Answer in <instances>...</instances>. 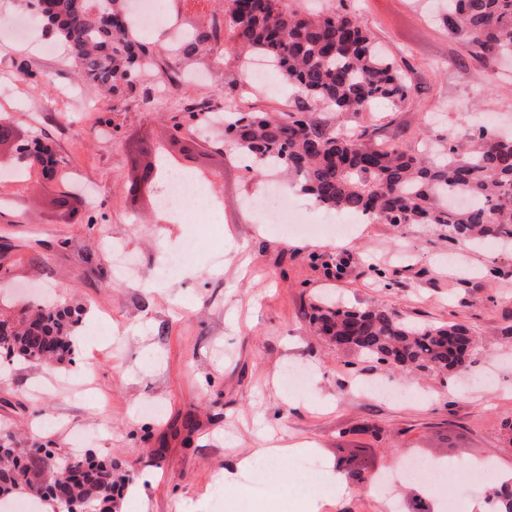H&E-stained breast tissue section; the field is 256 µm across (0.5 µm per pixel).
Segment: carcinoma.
Segmentation results:
<instances>
[{"instance_id": "carcinoma-1", "label": "carcinoma", "mask_w": 512, "mask_h": 512, "mask_svg": "<svg viewBox=\"0 0 512 512\" xmlns=\"http://www.w3.org/2000/svg\"><path fill=\"white\" fill-rule=\"evenodd\" d=\"M129 0H42L35 21L55 38L83 82L116 98L136 88L143 75L177 85L162 45L134 37ZM296 0H224L221 25H193L191 37L168 52L189 65L226 40L243 53L261 55L288 86V116L266 112L224 113V136L258 167H282L295 187L319 207L357 213L382 224H439L459 243L512 239V137L486 129L466 147L448 144L434 155H411L398 141L384 149L367 131L347 135L323 114L351 118L376 102L401 108L409 87L397 64L378 47L364 22L344 11L306 13ZM448 35L476 57L512 58V0H448ZM25 167L47 178L60 160L48 146L23 147ZM149 158L139 181L157 184L168 151L141 148ZM83 309L48 302L32 314L0 315V358L54 370L71 360ZM314 332L354 354L401 372L456 375L470 363L475 337L460 323H410L386 306L350 310L326 303L314 308ZM346 481L360 483L376 468L373 456H336ZM137 473L118 459L59 454L44 444L29 448L0 441V498L38 495L60 512H114L121 487ZM493 499L512 512V483Z\"/></svg>"}]
</instances>
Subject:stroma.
Instances as JSON below:
<instances>
[{"label":"stroma","mask_w":512,"mask_h":512,"mask_svg":"<svg viewBox=\"0 0 512 512\" xmlns=\"http://www.w3.org/2000/svg\"><path fill=\"white\" fill-rule=\"evenodd\" d=\"M365 20L403 70L410 95L349 118L379 147L409 152L469 138L483 119L512 128V67L473 59L449 37L440 0H318ZM16 0H0V76L27 58L37 79L0 92L22 139L39 138L63 157L53 179L31 172L0 179V275L16 298H54L84 308L76 353L63 368L25 364L0 373V437L38 440L62 453L92 449L134 468L138 495L119 512H293L321 489L322 512H385L384 492L358 500L353 486L329 485L337 448H363L397 470L411 458L488 464L481 481L461 473L453 488L463 512H477L497 478L512 472V248L463 246L435 224L368 223L347 239L289 234L257 223L246 199L273 190L291 204L314 202L276 175L246 168L224 129L182 122L189 101L216 102L221 87L245 85L232 46L218 50L204 81L179 87L145 109L140 94L107 104L73 79L63 54L36 51L12 34ZM196 142L210 172L213 213L186 224L156 213L125 186L143 143L173 135ZM86 184L74 209L55 198ZM126 253L138 277L112 276V253ZM379 305L406 321L462 323L481 342L472 379L431 373L390 378L386 365L357 359L313 333L312 305ZM306 443L275 459L262 439ZM164 449L154 463L153 449ZM321 472L305 473L311 459ZM248 466L240 493L224 475Z\"/></svg>","instance_id":"1"}]
</instances>
